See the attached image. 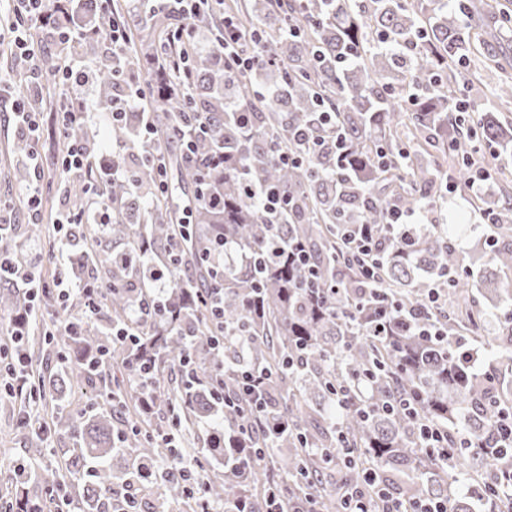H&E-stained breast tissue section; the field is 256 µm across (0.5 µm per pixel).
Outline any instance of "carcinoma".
Instances as JSON below:
<instances>
[{"label": "carcinoma", "instance_id": "1", "mask_svg": "<svg viewBox=\"0 0 512 512\" xmlns=\"http://www.w3.org/2000/svg\"><path fill=\"white\" fill-rule=\"evenodd\" d=\"M443 0H253L229 5L246 34H259L272 48L277 75L264 94L250 72L230 76L214 51L193 44L175 52L189 57L191 84L182 86L160 62L176 26L155 13L134 24L133 55L125 71L151 76L148 109L127 113L105 138L133 143L150 123L164 143L168 166L190 190V223L157 189L152 157L122 158L135 183L106 185L112 223L72 224L55 235L36 216L0 231L10 261L29 267L28 245L46 237L50 254L65 253L67 266L83 272L77 287L102 289L99 311L82 331L64 323L76 308L89 313L80 293L55 307L46 319L31 318V295L19 277L0 279V315L16 329L18 343L0 350L11 367L24 371L53 404L32 405L24 394L12 400L35 408L43 430L26 437L29 459L50 447L49 436L67 429L71 447L65 467L34 475H9L16 497L0 495V512H44L54 498L81 512H202L224 507L265 512L270 492L281 490L291 504L338 512L344 487H363L364 473L378 470L381 485L406 503L434 499L448 512H512V446L499 447L491 416H512V210L487 212L497 220L489 241L493 266L479 281L446 287L444 273L459 264L452 238L457 216L416 230L407 245H388L380 256L381 288L373 292L346 253L344 231L368 224L387 238L390 198L405 209L419 205L424 189L446 195L445 181L427 156L452 163L457 185L466 186L471 160L451 146L466 136L469 120L457 110V91L470 64L478 34L462 31L460 16ZM1 69L19 83L29 78L26 60L3 50ZM101 103L124 94L117 63L96 59ZM62 100L44 92L26 100L32 112L60 110ZM336 113L329 143L345 138L352 166L336 169L333 153L310 163L284 166L272 156L276 144L297 155L306 144L289 132L313 129L319 113ZM253 135L239 139L241 113ZM206 131L196 151L185 152L177 131ZM478 137L490 147H508L512 127L487 112ZM236 163L207 168V155L221 147ZM32 143L21 135L9 146L15 164L32 169ZM383 151L392 166L374 165ZM98 171L77 170L65 178L75 208L83 207ZM276 186L288 193L289 208L271 221L258 190ZM213 197L211 204L203 197ZM232 241L248 261L217 272L221 242ZM299 243L316 268L307 282L290 264L288 246ZM189 279L157 300L150 271L171 261ZM440 287L444 302L429 322L445 335L423 336L416 327L374 334L375 325L418 307L429 289ZM156 302L142 317L140 302ZM224 307V321L213 307ZM125 329L139 344L112 335ZM480 343L481 363L462 352ZM52 351L67 364L47 372L33 365L35 348ZM247 364L263 370L274 416L237 407V372ZM88 386L95 397L72 410L66 397ZM423 422L448 438V461L422 448ZM128 460L115 473V458ZM178 457L202 465L205 481L188 490L166 473L142 474L145 464ZM48 485L34 499L26 486ZM142 486L150 500L131 488Z\"/></svg>", "mask_w": 512, "mask_h": 512}]
</instances>
